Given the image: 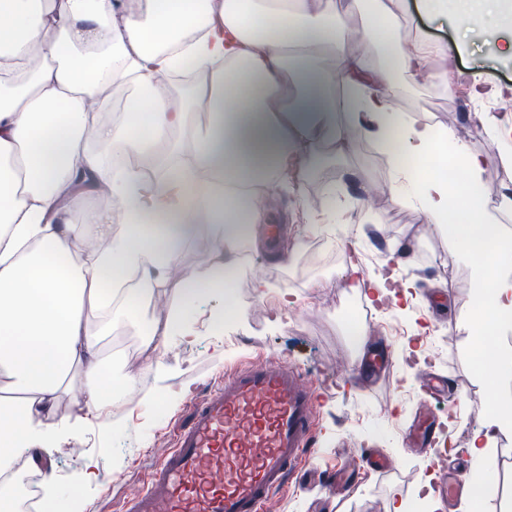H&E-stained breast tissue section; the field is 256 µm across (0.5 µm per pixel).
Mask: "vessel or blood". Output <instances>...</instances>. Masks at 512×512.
Here are the masks:
<instances>
[{
	"instance_id": "b4317fda",
	"label": "vessel or blood",
	"mask_w": 512,
	"mask_h": 512,
	"mask_svg": "<svg viewBox=\"0 0 512 512\" xmlns=\"http://www.w3.org/2000/svg\"><path fill=\"white\" fill-rule=\"evenodd\" d=\"M358 370L383 380L384 354H364ZM320 394L299 366L273 357L235 364L195 402L148 479L126 496L125 512H264L313 457ZM415 439L441 467L439 435L421 424Z\"/></svg>"
}]
</instances>
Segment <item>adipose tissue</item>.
Segmentation results:
<instances>
[{"label":"adipose tissue","mask_w":512,"mask_h":512,"mask_svg":"<svg viewBox=\"0 0 512 512\" xmlns=\"http://www.w3.org/2000/svg\"><path fill=\"white\" fill-rule=\"evenodd\" d=\"M0 0V512H11L3 482L14 461L38 469L42 512H76L79 494L61 501L48 449L79 441L83 421L99 417L121 383L106 361L113 318L168 282L200 219L220 225L207 266L183 275L163 323L128 326L160 349L186 333V314L211 304L223 324V298L237 266L242 227L262 224L257 192L320 153L344 155L353 136L387 141L396 173L389 190H414L427 223L440 225L467 253H482L473 292L498 343L487 432L468 452L486 456L493 434L512 429V231L491 221L512 211V195L490 203L485 182L512 164V113L471 112L495 132L475 153L453 129L393 111L378 84L391 71L354 52L382 34L401 71L439 80L437 45L416 41L408 0ZM425 12L498 23L512 0H417ZM339 56V68L322 60ZM127 91L123 119L102 102ZM206 120H198L197 112ZM151 160L164 177L145 184L127 171L130 156ZM433 168L415 176L411 161ZM106 182L115 208L85 214L88 186ZM75 420L58 415L72 369Z\"/></svg>","instance_id":"ef3b65f1"}]
</instances>
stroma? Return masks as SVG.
<instances>
[{
	"label": "stroma",
	"mask_w": 512,
	"mask_h": 512,
	"mask_svg": "<svg viewBox=\"0 0 512 512\" xmlns=\"http://www.w3.org/2000/svg\"><path fill=\"white\" fill-rule=\"evenodd\" d=\"M415 37L436 43L448 55L447 82L405 83L391 92L395 111L436 126L455 129L472 151H488L492 134L467 121L472 104L462 76L481 72L490 83L512 86V55L507 33L467 38L456 49V26L421 15ZM394 172L381 143L356 140L345 159L326 158L288 189L272 191L269 223L287 237L286 262L273 259L264 227H255L239 247V269L228 297L235 316L220 328L202 307L197 336L172 339L164 356L145 349L139 336L125 333L126 350L112 354V365L135 384V403L123 413L106 409L86 425L80 456L54 449L45 462L59 478V495L80 489L90 512H122L128 490L147 478L148 467L187 417L193 401L224 378L226 367L259 354L298 365L318 387L321 398L315 456L301 476L279 492L266 512H387L391 500L417 512L418 495L431 471L422 452L411 448L407 427L419 401L415 369L433 366L468 394L457 408L434 403L433 411L452 427L457 453L451 477L468 481L476 469L486 474L480 512H512V430L497 433L484 463L466 452L472 434L485 428L494 380L476 365V339L467 330L474 319L472 263L447 235L426 223L414 198L398 200L389 191ZM315 223L303 220L304 214ZM377 275L393 270L397 283H411V302L384 300L364 322V339L388 347L395 376L382 384L351 381L348 370L358 351L347 333L346 309L360 300L342 277L352 252ZM265 281L259 295L254 284ZM163 360L165 371L153 364ZM383 449L391 472L362 473L352 491L336 496L325 486L337 463L357 460L363 449ZM98 462V478L79 484L87 457Z\"/></svg>",
	"instance_id": "35a3bbf8"
}]
</instances>
